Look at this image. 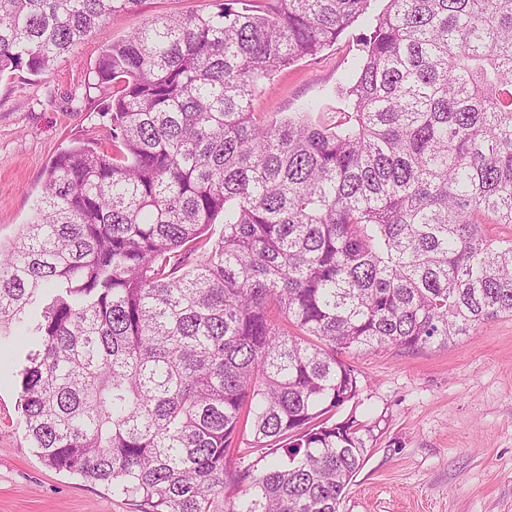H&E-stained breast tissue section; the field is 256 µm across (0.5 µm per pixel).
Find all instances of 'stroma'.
<instances>
[{
    "mask_svg": "<svg viewBox=\"0 0 512 512\" xmlns=\"http://www.w3.org/2000/svg\"><path fill=\"white\" fill-rule=\"evenodd\" d=\"M212 0H144L108 20L45 77L0 75V245L34 215L47 168L78 141H107L111 96L94 67L102 44L148 19L213 11ZM356 21L316 58L279 73L258 112L317 102L324 118L346 109L341 93L368 35ZM26 344L0 356V512H139L111 488L48 468L26 435L20 372ZM361 394L338 416L373 429L372 449L339 512H512V317L445 348L369 349L346 355Z\"/></svg>",
    "mask_w": 512,
    "mask_h": 512,
    "instance_id": "obj_1",
    "label": "stroma"
}]
</instances>
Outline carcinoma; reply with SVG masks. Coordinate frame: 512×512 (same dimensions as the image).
Segmentation results:
<instances>
[{
	"label": "carcinoma",
	"instance_id": "obj_1",
	"mask_svg": "<svg viewBox=\"0 0 512 512\" xmlns=\"http://www.w3.org/2000/svg\"><path fill=\"white\" fill-rule=\"evenodd\" d=\"M142 2L0 0V74ZM370 2L221 0L103 46L112 151L61 152L0 246L47 467L139 512H339L372 434L335 419L361 392L338 355L512 316V0ZM363 16L339 121L253 111Z\"/></svg>",
	"mask_w": 512,
	"mask_h": 512
}]
</instances>
